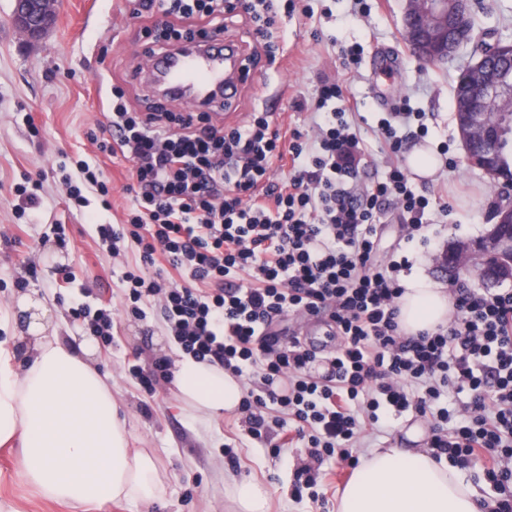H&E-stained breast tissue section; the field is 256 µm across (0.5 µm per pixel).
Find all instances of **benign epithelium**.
<instances>
[{
    "label": "benign epithelium",
    "instance_id": "benign-epithelium-1",
    "mask_svg": "<svg viewBox=\"0 0 512 512\" xmlns=\"http://www.w3.org/2000/svg\"><path fill=\"white\" fill-rule=\"evenodd\" d=\"M58 0H15L12 21L30 40H38L55 19ZM471 0H407L405 38L411 49L429 61H446L470 42ZM469 84L457 91L458 132L469 149L496 142L512 117V76L493 75L479 58L469 67ZM495 223L483 238L448 248L440 266L454 265L482 272L493 266L500 280H512V200L496 209Z\"/></svg>",
    "mask_w": 512,
    "mask_h": 512
}]
</instances>
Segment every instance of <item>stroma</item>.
I'll use <instances>...</instances> for the list:
<instances>
[{
	"label": "stroma",
	"mask_w": 512,
	"mask_h": 512,
	"mask_svg": "<svg viewBox=\"0 0 512 512\" xmlns=\"http://www.w3.org/2000/svg\"><path fill=\"white\" fill-rule=\"evenodd\" d=\"M369 13L356 14L350 0H316L313 18L279 17L284 36L276 60L259 58L226 120L242 123L250 113L272 111L281 133L297 129L311 134L310 112L317 88L343 83L359 103L365 121L360 133L365 153L359 165L363 182L385 171L390 157L374 131L379 116L395 111L409 99L426 115L430 129L424 147L437 172L413 178L417 190L440 194L447 210H434L430 245L404 239L401 208L388 204L378 214L381 253L408 256L411 276L447 284L438 261L449 245L485 236L501 199L499 185L466 159L453 105L460 70L475 60L476 45H463L445 63L420 59L405 43L404 0H366ZM14 0H0V304L23 296L42 301L56 318L60 333L83 339L87 332L76 308L108 307L114 319L111 344L98 345L93 364L111 374L115 394L126 411L138 447L153 449L168 475V494L146 507L133 503L109 505L106 512H232L227 481L247 478L267 487L272 512H336V500L351 469L325 463L324 477L314 493L295 492L296 469L306 458L304 442L282 447L279 435L250 439L242 411L210 422L197 420L171 395L168 383L146 393L128 374L132 364L147 366L179 358L168 336L161 304L144 305L141 317L127 315L121 275L139 260L130 250L112 259L97 246L96 224H116L129 205L130 161L102 154L96 143L105 137V112L114 81L130 80L129 101L142 108L153 89L130 70L143 51L140 25L130 17L128 0H60L56 21L37 41L26 40L13 26ZM360 44L357 64L344 66L341 48ZM390 64L395 85L379 88L373 73ZM448 143L447 156L437 146ZM453 158L455 168L445 165ZM102 168L112 186V208L103 210L93 189H85L87 207L70 208L62 199L61 181L76 176L77 160ZM41 179L38 218L18 219L21 200L10 186L26 177ZM65 225L59 241L56 225ZM429 427L411 414L392 419L362 438L357 452L366 459L378 448H426ZM16 452L0 447V500L16 512H71L65 505L41 498L15 474Z\"/></svg>",
	"instance_id": "1"
}]
</instances>
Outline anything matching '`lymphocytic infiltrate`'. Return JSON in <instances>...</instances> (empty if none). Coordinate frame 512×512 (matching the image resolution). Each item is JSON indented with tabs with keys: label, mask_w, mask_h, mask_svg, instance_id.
Here are the masks:
<instances>
[{
	"label": "lymphocytic infiltrate",
	"mask_w": 512,
	"mask_h": 512,
	"mask_svg": "<svg viewBox=\"0 0 512 512\" xmlns=\"http://www.w3.org/2000/svg\"><path fill=\"white\" fill-rule=\"evenodd\" d=\"M138 2L134 17H165L170 41L241 16L266 49L280 14L313 15L304 0ZM124 96L113 86L99 149L131 161L130 204L121 223L96 230L112 257L139 252L121 276L125 312L141 315L159 299L182 353L240 380L251 439L290 429L306 438L298 489L316 486L327 459L351 463L362 431L412 412L429 424L432 458L482 461L495 491L489 512H512V289L479 293L449 281L448 324L402 332L409 259L378 260L376 217L383 202L399 203L408 241L424 244L437 199L398 163L360 185L347 87L318 88L311 143L298 131L283 140L266 112L219 125L208 112H133ZM377 133L398 155L429 127L406 103L378 120ZM284 161L288 179L274 182ZM321 311L338 339L330 354L296 336L280 345L270 331L275 318Z\"/></svg>",
	"instance_id": "1"
}]
</instances>
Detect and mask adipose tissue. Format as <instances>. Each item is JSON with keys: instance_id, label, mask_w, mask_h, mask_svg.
<instances>
[{"instance_id": "ef3b65f1", "label": "adipose tissue", "mask_w": 512, "mask_h": 512, "mask_svg": "<svg viewBox=\"0 0 512 512\" xmlns=\"http://www.w3.org/2000/svg\"><path fill=\"white\" fill-rule=\"evenodd\" d=\"M23 349L0 340V447L17 449L16 471L42 497L74 508L163 500L167 475L152 449L138 448L107 375L90 362V341L47 327L41 301L21 298ZM410 335L448 322L443 287L412 278L399 300ZM172 386L199 420L234 411L239 381L218 366L176 360ZM483 500L453 469L419 451L387 448L363 461L336 512H484Z\"/></svg>"}]
</instances>
